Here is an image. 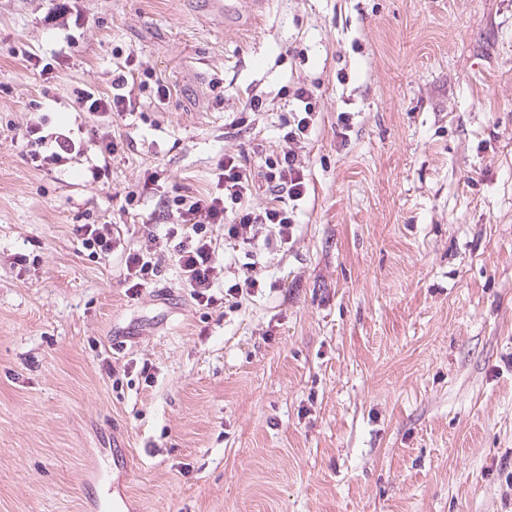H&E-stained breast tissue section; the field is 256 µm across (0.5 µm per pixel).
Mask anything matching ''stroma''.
<instances>
[{
    "mask_svg": "<svg viewBox=\"0 0 512 512\" xmlns=\"http://www.w3.org/2000/svg\"><path fill=\"white\" fill-rule=\"evenodd\" d=\"M49 6L0 0V512L114 487L132 512H512V0H272L251 29L204 0H75L60 29ZM126 63L177 92L134 91L95 179L109 125L75 99ZM303 83L293 239L236 253L258 294L197 301L167 255L134 295L83 248L105 222L143 246L132 215L209 188L251 128L285 149ZM34 121L81 154L36 169Z\"/></svg>",
    "mask_w": 512,
    "mask_h": 512,
    "instance_id": "stroma-1",
    "label": "stroma"
}]
</instances>
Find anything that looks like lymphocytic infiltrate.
<instances>
[{"mask_svg": "<svg viewBox=\"0 0 512 512\" xmlns=\"http://www.w3.org/2000/svg\"><path fill=\"white\" fill-rule=\"evenodd\" d=\"M134 87V74L121 67L112 73L111 94L102 96L86 90L77 100L80 110L97 112L113 121L111 131L101 137L103 161L114 158L131 142L123 127L132 113ZM316 93V86L306 84L293 90L292 98L300 109L283 121L286 151L270 153L255 149L224 156L213 169L211 189L160 200L151 218L167 223L168 232L158 236L145 230L147 246L130 250L124 256L125 280L131 293H138L152 283L159 272L161 255L169 251L179 266L183 287L195 299L212 302V289L228 271L234 281L224 290L225 303L235 305L238 298L254 293L259 282L250 270L233 271L220 262L214 228L223 225L225 241L243 248L290 242L297 222L295 203L304 199L309 190L300 149L314 131ZM24 138L32 147V163L40 168L64 166L81 151L80 142L64 128L48 134L41 124L35 123L27 126ZM260 188L268 192L269 199L265 206L251 207L248 199Z\"/></svg>", "mask_w": 512, "mask_h": 512, "instance_id": "obj_1", "label": "lymphocytic infiltrate"}]
</instances>
